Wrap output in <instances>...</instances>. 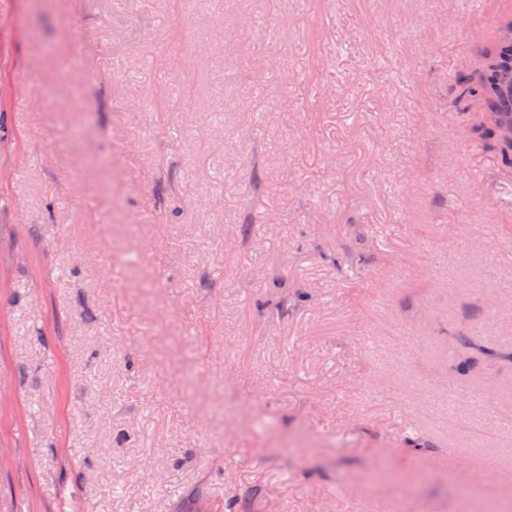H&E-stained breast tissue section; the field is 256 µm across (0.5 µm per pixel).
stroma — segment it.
<instances>
[{
    "label": "stroma",
    "mask_w": 512,
    "mask_h": 512,
    "mask_svg": "<svg viewBox=\"0 0 512 512\" xmlns=\"http://www.w3.org/2000/svg\"><path fill=\"white\" fill-rule=\"evenodd\" d=\"M509 12L0 0V512H512ZM511 19L508 13L499 20V29L479 45L476 56H481L480 72L474 73L469 65L466 76L456 87L457 100L470 112L468 134L484 150L493 154L500 165L512 169V48ZM506 31L508 34H502ZM507 90V91H505ZM505 91V93H504ZM505 98L502 112L500 101ZM505 124L504 126L497 116Z\"/></svg>",
    "instance_id": "1"
}]
</instances>
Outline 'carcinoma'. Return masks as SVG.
I'll return each mask as SVG.
<instances>
[{
    "mask_svg": "<svg viewBox=\"0 0 512 512\" xmlns=\"http://www.w3.org/2000/svg\"><path fill=\"white\" fill-rule=\"evenodd\" d=\"M480 72L469 70L456 87L457 100L470 110L468 134L484 150L493 154L500 165L512 169V132L497 116L501 111L503 93L512 88V14L499 20V29L479 45ZM493 358L488 348L479 355L461 357L455 366L458 376L468 378L474 372L479 357Z\"/></svg>",
    "mask_w": 512,
    "mask_h": 512,
    "instance_id": "cac0c4a2",
    "label": "carcinoma"
}]
</instances>
